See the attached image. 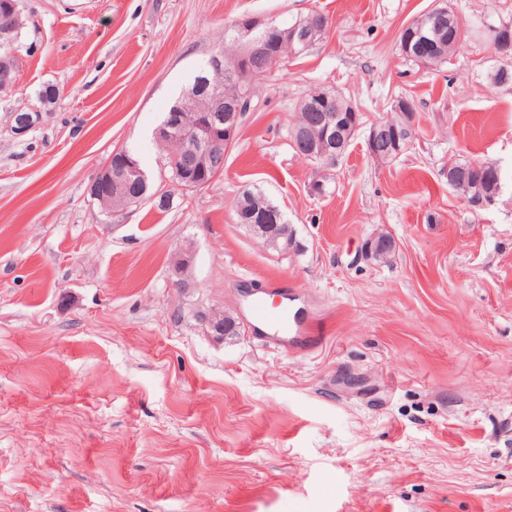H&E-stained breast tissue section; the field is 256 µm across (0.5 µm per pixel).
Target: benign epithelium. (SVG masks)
<instances>
[{
	"mask_svg": "<svg viewBox=\"0 0 512 512\" xmlns=\"http://www.w3.org/2000/svg\"><path fill=\"white\" fill-rule=\"evenodd\" d=\"M236 40L245 48V52L232 58H224V53L215 51L208 59L211 69L225 71L233 82L242 85L249 81L251 63L260 57L268 65L276 66L283 59V42H288L292 53L297 54L314 42V38L326 31L322 24L307 26L297 23L281 30L271 20L247 16L232 24ZM17 30L15 23L0 29V88L11 89L18 82L13 59L16 57L15 40L11 34ZM251 99L242 94L208 91L205 82L184 93V102L177 106L170 118L155 131V139L160 143L174 144L187 152L193 159V168L203 172V178L192 182L196 188L206 186L212 181L207 169L212 166V157L221 146L220 135L232 134L235 127L230 122L240 119L247 110ZM307 112L318 115L319 130L315 137L299 127L291 130L293 138L306 146L305 155L327 163H336L345 153L352 139L364 128L363 115L351 103L339 102L336 95L324 92L303 102ZM38 113L16 112L12 117V130L22 136L28 133L36 123ZM401 120L385 123L376 120L367 127L366 144L369 155L377 162H384L398 149L400 142L414 130V113H400ZM121 155L122 168L112 167L107 161L98 171L89 186L92 197L101 194L106 184L120 185L123 179L139 173L137 164L124 150ZM256 238L268 246L282 237L277 224H255L248 217L242 218ZM206 332L218 339L238 330L234 324L224 323V310L212 309L199 314Z\"/></svg>",
	"mask_w": 512,
	"mask_h": 512,
	"instance_id": "benign-epithelium-1",
	"label": "benign epithelium"
}]
</instances>
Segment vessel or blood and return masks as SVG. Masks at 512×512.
I'll use <instances>...</instances> for the list:
<instances>
[{
	"label": "vessel or blood",
	"instance_id": "vessel-or-blood-1",
	"mask_svg": "<svg viewBox=\"0 0 512 512\" xmlns=\"http://www.w3.org/2000/svg\"><path fill=\"white\" fill-rule=\"evenodd\" d=\"M292 291L280 282L248 295L246 316L260 340L285 351H311L324 343L319 331L309 325L291 298Z\"/></svg>",
	"mask_w": 512,
	"mask_h": 512
}]
</instances>
